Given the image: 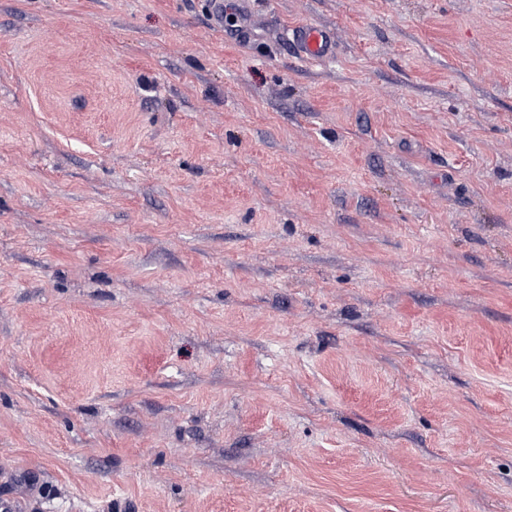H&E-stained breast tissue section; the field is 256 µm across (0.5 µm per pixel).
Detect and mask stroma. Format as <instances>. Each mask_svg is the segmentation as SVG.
<instances>
[{
    "label": "stroma",
    "mask_w": 512,
    "mask_h": 512,
    "mask_svg": "<svg viewBox=\"0 0 512 512\" xmlns=\"http://www.w3.org/2000/svg\"><path fill=\"white\" fill-rule=\"evenodd\" d=\"M244 2L0 0V499L512 512V0ZM292 48L305 61H320L335 49L333 34L311 24H299L292 29Z\"/></svg>",
    "instance_id": "obj_1"
}]
</instances>
